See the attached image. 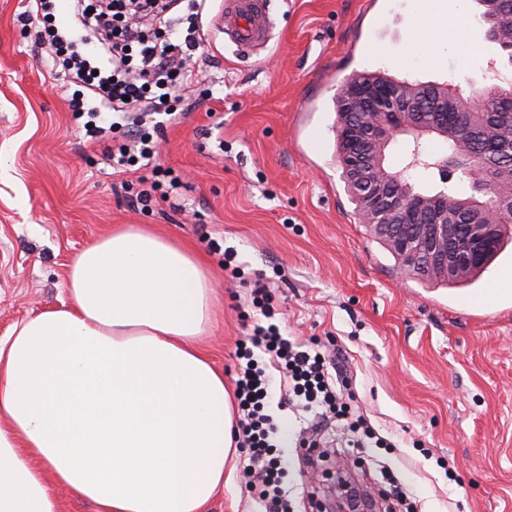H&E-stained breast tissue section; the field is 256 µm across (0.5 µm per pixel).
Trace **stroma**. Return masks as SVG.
<instances>
[{
  "instance_id": "35a3bbf8",
  "label": "stroma",
  "mask_w": 512,
  "mask_h": 512,
  "mask_svg": "<svg viewBox=\"0 0 512 512\" xmlns=\"http://www.w3.org/2000/svg\"><path fill=\"white\" fill-rule=\"evenodd\" d=\"M386 3L271 0L273 37L247 58L216 27L224 0H208L189 98L152 114L164 124L158 152L123 174L110 162L123 131L87 136L90 115L71 111L75 87L52 74L25 0H0V338L61 307L69 265L113 228L157 230L206 265L215 314L199 347L226 384L263 320L250 293L264 278L282 333L334 349L354 409L391 444L352 455L348 434L325 432L313 491L294 497V512H320L346 471L372 491L390 473L414 512H512V293L501 289L512 245L470 286L419 283L360 223L335 155V97L351 74L436 78L468 96L496 74L512 83V55L479 22L480 61L465 68L450 54L431 66L411 36L418 0ZM156 187L173 204L132 206ZM228 248L237 270L224 266ZM492 288L494 302L475 306ZM268 412L288 461L283 485L297 488L314 414Z\"/></svg>"
}]
</instances>
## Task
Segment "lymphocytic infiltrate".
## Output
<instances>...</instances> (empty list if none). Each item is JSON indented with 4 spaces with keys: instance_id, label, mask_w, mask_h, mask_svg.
<instances>
[{
    "instance_id": "f902f5d3",
    "label": "lymphocytic infiltrate",
    "mask_w": 512,
    "mask_h": 512,
    "mask_svg": "<svg viewBox=\"0 0 512 512\" xmlns=\"http://www.w3.org/2000/svg\"><path fill=\"white\" fill-rule=\"evenodd\" d=\"M172 0H112L111 16L78 6L76 19L86 29H97L111 21L110 40L102 42V63L91 65L73 51L71 41L52 28L51 0H27L25 16L44 22L53 57L71 82L88 89L95 102L94 114H130L144 109L161 111L163 104L148 101L149 89L178 99L195 80L191 64L200 43L186 36L183 45L155 37L157 23L168 12ZM252 304L267 318V325L254 326L248 340L237 348V380L234 396L238 420L234 430L237 447L246 451L242 467L245 488L258 503L260 512H288L281 491L283 463L275 455L273 439L277 426L266 407L273 399L272 371H279L288 384V401L309 410L321 408L323 421L347 422L356 446L386 447L365 419L352 416L346 400L350 382L332 378L326 356L318 348L285 338L274 324V307L264 280H256Z\"/></svg>"
}]
</instances>
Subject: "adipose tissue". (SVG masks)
I'll list each match as a JSON object with an SVG mask.
<instances>
[{"label":"adipose tissue","instance_id":"adipose-tissue-1","mask_svg":"<svg viewBox=\"0 0 512 512\" xmlns=\"http://www.w3.org/2000/svg\"><path fill=\"white\" fill-rule=\"evenodd\" d=\"M468 0L412 23L422 51L481 55ZM69 303L0 340V512H63L67 488L95 512H202L232 448L224 375L197 347L211 319V283L184 245L117 228L70 266Z\"/></svg>","mask_w":512,"mask_h":512}]
</instances>
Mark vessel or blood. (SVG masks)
<instances>
[{
    "mask_svg": "<svg viewBox=\"0 0 512 512\" xmlns=\"http://www.w3.org/2000/svg\"><path fill=\"white\" fill-rule=\"evenodd\" d=\"M222 24L242 52L266 48L269 38V0H224Z\"/></svg>",
    "mask_w": 512,
    "mask_h": 512,
    "instance_id": "obj_1",
    "label": "vessel or blood"
}]
</instances>
